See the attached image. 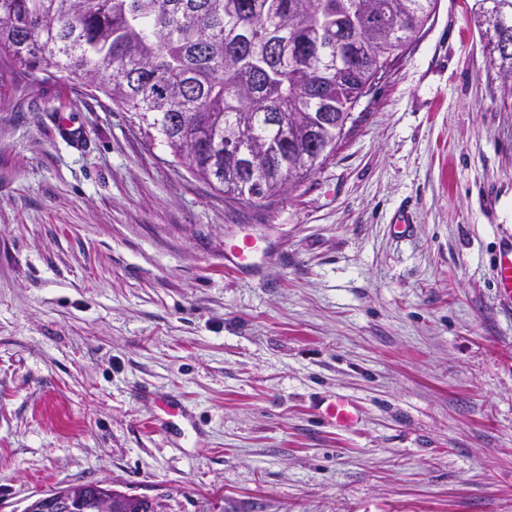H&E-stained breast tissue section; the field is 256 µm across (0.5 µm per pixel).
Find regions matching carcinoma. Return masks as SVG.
Instances as JSON below:
<instances>
[{
    "instance_id": "cac0c4a2",
    "label": "carcinoma",
    "mask_w": 512,
    "mask_h": 512,
    "mask_svg": "<svg viewBox=\"0 0 512 512\" xmlns=\"http://www.w3.org/2000/svg\"><path fill=\"white\" fill-rule=\"evenodd\" d=\"M437 0H0V56L27 76L91 88L166 138L194 175L255 206L309 178ZM363 28L336 59L317 29ZM272 153L224 156V142ZM328 151L317 157L309 145ZM112 512H156L115 500Z\"/></svg>"
}]
</instances>
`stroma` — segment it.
<instances>
[{
	"instance_id": "stroma-1",
	"label": "stroma",
	"mask_w": 512,
	"mask_h": 512,
	"mask_svg": "<svg viewBox=\"0 0 512 512\" xmlns=\"http://www.w3.org/2000/svg\"><path fill=\"white\" fill-rule=\"evenodd\" d=\"M473 3L438 0L261 207L0 61V512L99 481L159 512H512V94ZM497 286L502 306L512 308V250L502 252L497 260ZM325 414L340 429L349 428L359 420V408L342 396L327 405Z\"/></svg>"
}]
</instances>
